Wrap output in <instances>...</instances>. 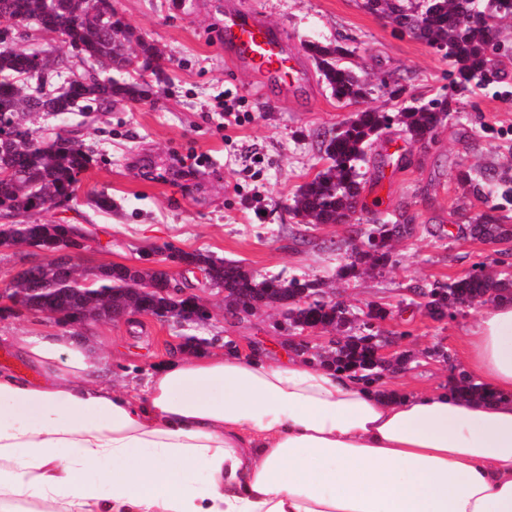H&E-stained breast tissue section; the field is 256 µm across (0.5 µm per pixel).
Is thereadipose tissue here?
I'll return each instance as SVG.
<instances>
[{"mask_svg": "<svg viewBox=\"0 0 512 512\" xmlns=\"http://www.w3.org/2000/svg\"><path fill=\"white\" fill-rule=\"evenodd\" d=\"M0 372V512H512V294L460 363L405 393L293 353L172 356L132 397L64 336Z\"/></svg>", "mask_w": 512, "mask_h": 512, "instance_id": "ef3b65f1", "label": "adipose tissue"}]
</instances>
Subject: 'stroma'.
<instances>
[{"label":"stroma","mask_w":512,"mask_h":512,"mask_svg":"<svg viewBox=\"0 0 512 512\" xmlns=\"http://www.w3.org/2000/svg\"><path fill=\"white\" fill-rule=\"evenodd\" d=\"M362 0H115L120 16L162 56L154 93L120 101L111 111L74 112L69 130L94 157L67 205L37 214L41 223L80 224L90 240L76 257L80 270L105 264L156 267L166 247L201 251L235 261L257 277L299 278L322 283L330 294L362 315L368 305L384 308L383 327L399 340L401 369L383 376L396 389L424 390L459 373L461 338L476 317L458 307L441 318L427 314L414 286L430 289L483 266L486 273L512 276V238L475 237L476 217L492 210L512 225V195L484 188L476 194L457 181L494 168L512 177V19L500 21L498 49L490 65L500 78H475L456 85L451 60L385 16L364 10ZM229 5L259 11L282 31L289 51L300 53L306 78L294 89L260 90L249 70L228 64L216 32ZM340 44L350 50L345 66L365 83L356 103L336 101L306 45ZM403 86L391 99L386 84ZM448 99L450 112L428 145L391 128L367 148L360 167L365 210L344 224H308L290 212L299 187L324 168L322 140L353 113L374 109L396 113ZM206 155L195 164L191 153ZM108 193L111 213L90 199ZM412 220L409 235L392 242L386 267L350 264L359 229L374 222ZM207 306L205 320L179 323L132 313L123 319H92L81 325L34 313L0 298V371L22 377L37 372L8 344L9 336L61 333L88 343L112 374L119 391L142 378L175 350L205 348L237 340L242 351L268 352L297 343L324 352L336 331L286 325L279 308L263 306L227 315L224 295L203 287L201 274H184ZM445 347L449 361L433 354Z\"/></svg>","instance_id":"35a3bbf8"}]
</instances>
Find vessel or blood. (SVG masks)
I'll return each instance as SVG.
<instances>
[{
  "instance_id": "obj_1",
  "label": "vessel or blood",
  "mask_w": 512,
  "mask_h": 512,
  "mask_svg": "<svg viewBox=\"0 0 512 512\" xmlns=\"http://www.w3.org/2000/svg\"><path fill=\"white\" fill-rule=\"evenodd\" d=\"M220 38L225 59L264 82L291 86L304 77L299 54L289 52L282 35L253 10L225 9Z\"/></svg>"
}]
</instances>
